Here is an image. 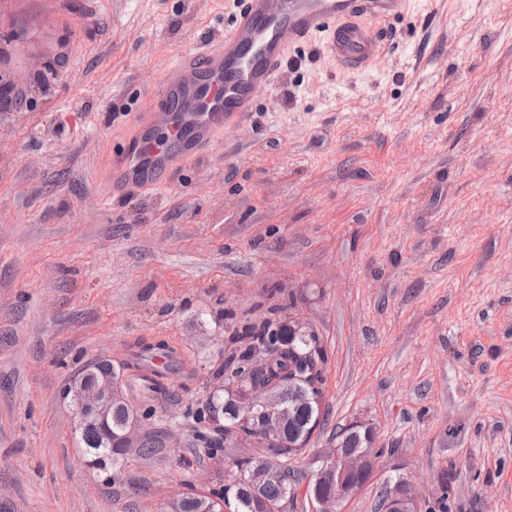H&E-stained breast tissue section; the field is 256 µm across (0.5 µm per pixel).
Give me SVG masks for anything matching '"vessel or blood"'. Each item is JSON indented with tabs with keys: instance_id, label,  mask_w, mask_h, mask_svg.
Masks as SVG:
<instances>
[{
	"instance_id": "obj_1",
	"label": "vessel or blood",
	"mask_w": 512,
	"mask_h": 512,
	"mask_svg": "<svg viewBox=\"0 0 512 512\" xmlns=\"http://www.w3.org/2000/svg\"><path fill=\"white\" fill-rule=\"evenodd\" d=\"M413 0H237L218 39L165 71L110 165L114 191H149L188 160L210 153L224 132L249 121L303 46L316 43L350 70L381 51L378 23L410 14Z\"/></svg>"
}]
</instances>
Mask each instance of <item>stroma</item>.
I'll use <instances>...</instances> for the list:
<instances>
[{
  "instance_id": "obj_1",
  "label": "stroma",
  "mask_w": 512,
  "mask_h": 512,
  "mask_svg": "<svg viewBox=\"0 0 512 512\" xmlns=\"http://www.w3.org/2000/svg\"><path fill=\"white\" fill-rule=\"evenodd\" d=\"M225 0H0V512H168L222 494L248 440L206 409L237 332L274 318L324 350L322 410L289 460L372 426L420 512H512V0H432L346 73L298 51L244 126L158 191L105 175L170 63ZM174 353L154 385L139 357ZM121 368L152 452L86 454L73 374Z\"/></svg>"
}]
</instances>
